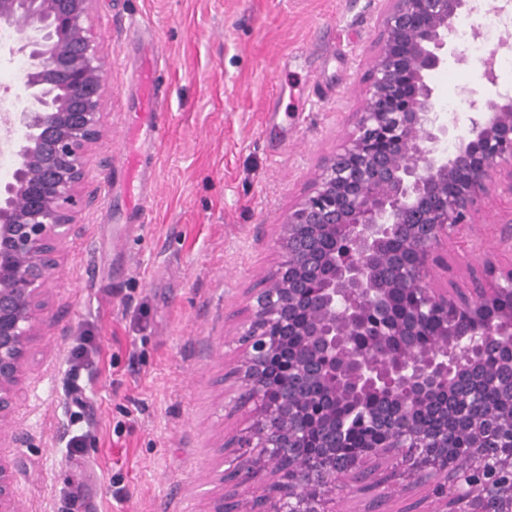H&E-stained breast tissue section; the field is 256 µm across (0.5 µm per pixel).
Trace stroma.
I'll list each match as a JSON object with an SVG mask.
<instances>
[{
	"instance_id": "obj_1",
	"label": "stroma",
	"mask_w": 512,
	"mask_h": 512,
	"mask_svg": "<svg viewBox=\"0 0 512 512\" xmlns=\"http://www.w3.org/2000/svg\"><path fill=\"white\" fill-rule=\"evenodd\" d=\"M495 0L469 15L474 43L432 84L465 113L460 90L500 40ZM383 0H95L88 26L105 67L104 131L86 168V203L59 253L47 299L51 326L36 342L14 415L15 492L25 512H212L217 479L244 434L229 414L224 374L238 352L248 288L279 260L277 230L311 190L326 158L365 107ZM157 54L168 129L151 171L144 219L119 209L125 115L136 104L147 35ZM275 120H268L269 108ZM477 221L441 245L439 288H472L485 263L512 266L506 171ZM94 336L98 371L84 409L64 390L77 336ZM90 430L68 458L74 426ZM419 488L374 501L347 479L338 512H403Z\"/></svg>"
}]
</instances>
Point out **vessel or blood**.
<instances>
[{"label":"vessel or blood","mask_w":512,"mask_h":512,"mask_svg":"<svg viewBox=\"0 0 512 512\" xmlns=\"http://www.w3.org/2000/svg\"><path fill=\"white\" fill-rule=\"evenodd\" d=\"M154 52V41H146L142 46L144 66L139 77L138 103L129 121L131 144L125 149L126 179L138 184V190L130 194L127 206L130 213L138 217L143 215L150 197V188L143 181L144 167L150 151L158 147L165 133L158 112L162 88L153 65Z\"/></svg>","instance_id":"obj_1"}]
</instances>
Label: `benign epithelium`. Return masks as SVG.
<instances>
[{
	"label": "benign epithelium",
	"mask_w": 512,
	"mask_h": 512,
	"mask_svg": "<svg viewBox=\"0 0 512 512\" xmlns=\"http://www.w3.org/2000/svg\"><path fill=\"white\" fill-rule=\"evenodd\" d=\"M93 0H0V44L29 63L22 106L0 119L17 164L0 187V447L12 433L32 345L44 336L58 253L83 203L87 159L103 130V66L87 21ZM478 0H385L364 112L311 193L279 227L280 262L248 290L237 365L224 381L249 409L214 512H336V490L371 454L410 451L412 470L379 475L383 498L436 484L437 512H512L508 480L476 484L486 435L469 426L488 355L512 364V267L486 265L474 292L432 286L438 246L473 223L498 167L512 159V93L464 87L460 121L437 105L432 74L453 56L456 20ZM492 50L479 80L497 86ZM425 323L437 342L419 346ZM288 373V382L274 377ZM387 426L373 453L349 443L347 416ZM440 435L467 429L461 448ZM294 476L271 479L274 461ZM14 462L0 453V512H23Z\"/></svg>",
	"instance_id": "1"
}]
</instances>
